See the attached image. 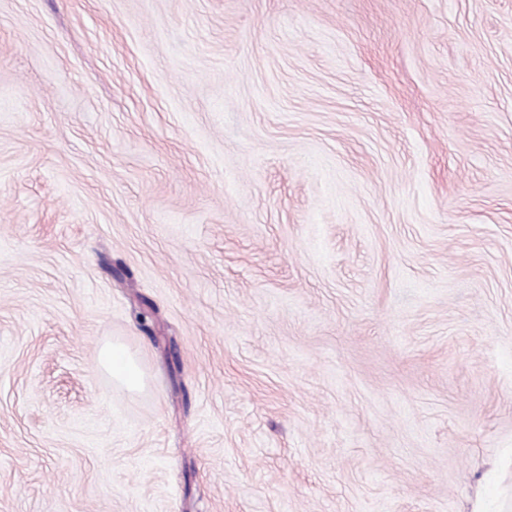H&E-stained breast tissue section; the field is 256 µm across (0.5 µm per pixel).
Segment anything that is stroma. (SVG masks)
<instances>
[{"instance_id": "1", "label": "stroma", "mask_w": 512, "mask_h": 512, "mask_svg": "<svg viewBox=\"0 0 512 512\" xmlns=\"http://www.w3.org/2000/svg\"><path fill=\"white\" fill-rule=\"evenodd\" d=\"M476 505L512 0H0V512ZM99 363L106 370H112V376L128 388L140 386L142 375L139 367L116 347L103 346L99 351Z\"/></svg>"}]
</instances>
